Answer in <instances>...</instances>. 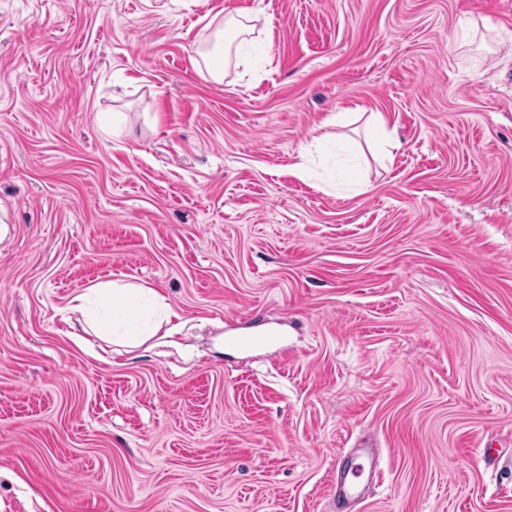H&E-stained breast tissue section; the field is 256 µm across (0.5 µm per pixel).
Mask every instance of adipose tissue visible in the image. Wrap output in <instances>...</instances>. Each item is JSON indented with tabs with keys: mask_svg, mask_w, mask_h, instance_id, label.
Wrapping results in <instances>:
<instances>
[{
	"mask_svg": "<svg viewBox=\"0 0 512 512\" xmlns=\"http://www.w3.org/2000/svg\"><path fill=\"white\" fill-rule=\"evenodd\" d=\"M69 308L80 313L83 333L128 350L144 345L170 318L154 289L124 280L82 289L70 299Z\"/></svg>",
	"mask_w": 512,
	"mask_h": 512,
	"instance_id": "ef3b65f1",
	"label": "adipose tissue"
}]
</instances>
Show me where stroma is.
I'll return each mask as SVG.
<instances>
[{
	"mask_svg": "<svg viewBox=\"0 0 512 512\" xmlns=\"http://www.w3.org/2000/svg\"><path fill=\"white\" fill-rule=\"evenodd\" d=\"M0 512H512V0H0ZM246 21L251 23H245L235 17L227 18L225 21V30L231 32L232 38L225 43V47L222 45L221 50L217 52H207L204 54L206 70L214 80H223L224 71H226V68L232 60L231 50L233 46L234 58L237 60V64L239 65L243 62V59L240 56V48L242 45L253 40L254 37L252 36L256 30V25L253 22L255 21L254 18H247ZM239 38L240 40L237 42ZM68 309L81 314L83 333L126 351L144 345L170 318L168 305L153 288L124 280L83 288L70 299Z\"/></svg>",
	"mask_w": 512,
	"mask_h": 512,
	"instance_id": "obj_1",
	"label": "stroma"
}]
</instances>
